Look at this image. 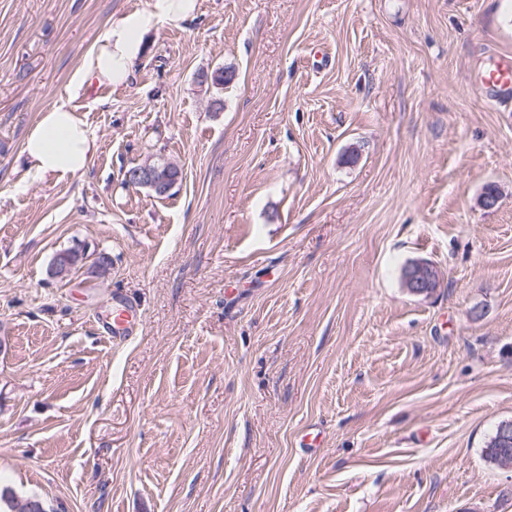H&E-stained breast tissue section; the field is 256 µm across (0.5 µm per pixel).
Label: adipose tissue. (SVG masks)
Segmentation results:
<instances>
[{"mask_svg": "<svg viewBox=\"0 0 512 512\" xmlns=\"http://www.w3.org/2000/svg\"><path fill=\"white\" fill-rule=\"evenodd\" d=\"M196 3L197 0H150L146 10L110 24L74 72L73 90H82L91 81L114 87L124 84L129 64L141 50L143 35L156 24L191 14ZM95 151L96 140L86 123L63 103L42 113L23 144L29 170L37 177L84 171Z\"/></svg>", "mask_w": 512, "mask_h": 512, "instance_id": "ef3b65f1", "label": "adipose tissue"}]
</instances>
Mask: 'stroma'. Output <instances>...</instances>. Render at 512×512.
Masks as SVG:
<instances>
[{"mask_svg":"<svg viewBox=\"0 0 512 512\" xmlns=\"http://www.w3.org/2000/svg\"><path fill=\"white\" fill-rule=\"evenodd\" d=\"M147 2L0 0V488L55 512H512L483 457L512 419V105L479 86L512 0H197L125 85L72 92ZM59 102L97 150L40 179L23 143ZM156 154L182 170L164 198L123 183ZM416 260L430 296L403 286ZM122 299L140 325L112 342ZM439 280V272L433 265L415 262L409 266V274L406 276L404 286L412 294L428 295L433 292L432 288L438 287Z\"/></svg>","mask_w":512,"mask_h":512,"instance_id":"obj_1","label":"stroma"}]
</instances>
